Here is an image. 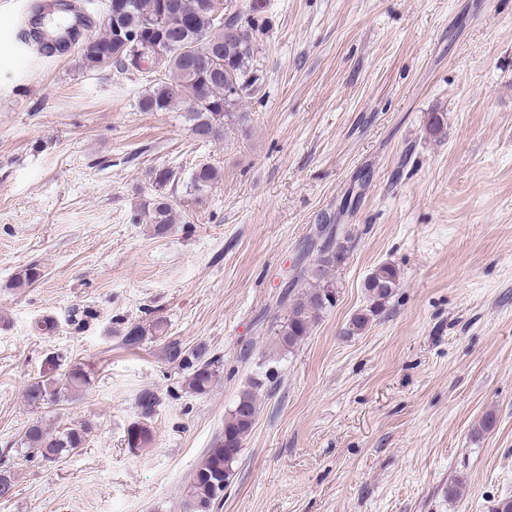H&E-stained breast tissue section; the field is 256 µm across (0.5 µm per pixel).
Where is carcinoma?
Returning a JSON list of instances; mask_svg holds the SVG:
<instances>
[{"label":"carcinoma","mask_w":512,"mask_h":512,"mask_svg":"<svg viewBox=\"0 0 512 512\" xmlns=\"http://www.w3.org/2000/svg\"><path fill=\"white\" fill-rule=\"evenodd\" d=\"M263 9L257 0L242 11L233 8L228 0H122L119 13L107 15L105 34L97 38L99 51L82 50L83 64L89 69L112 64L123 72L139 70L145 56L135 52L134 44L120 40L115 28L139 35L145 43L152 41L156 33H163L175 45L165 51L160 64L165 79L139 98L138 107L143 112H160L185 103L194 134L201 139L213 138L221 135L224 126L234 123L240 103L255 91L259 81L253 58ZM172 177L169 169L152 171L155 195L141 212L158 235L167 233L176 223L173 204L164 192ZM218 178L215 167L203 164L192 173L190 188L200 194ZM317 230L323 238L317 265L304 271L308 286L274 329L272 348L277 353L297 346L321 316L336 305L337 286L328 272L330 267L343 261L347 250L336 244L335 225L319 224ZM40 277V269L30 265L18 274L14 287L28 288ZM397 286L398 273L394 267L385 264L373 270L364 282L373 307L367 313L353 316L347 334L362 331L370 315L387 301ZM164 332L165 323L160 318L147 327L132 323L123 327L122 343L128 348L137 347L146 335L161 338ZM162 351L166 361L181 374L185 391L206 396L219 383L220 358L207 356L204 347L187 348L170 340L163 344ZM266 381L276 384L275 372H266L265 380H254L250 387L241 391L224 420V431L204 453L187 489L190 512H211L224 493L232 476V464L254 425L258 391ZM89 384L87 371L75 366L63 380L51 373L35 379L26 388V399L32 405H42L60 399L66 391L82 392ZM159 405L157 392L150 389L139 392L138 421L127 429V435L133 437L134 442L128 443V447L142 448L151 441L147 422ZM91 431L89 424L80 423L53 434L37 421L27 428L16 452L28 458L56 461L83 447Z\"/></svg>","instance_id":"1"}]
</instances>
